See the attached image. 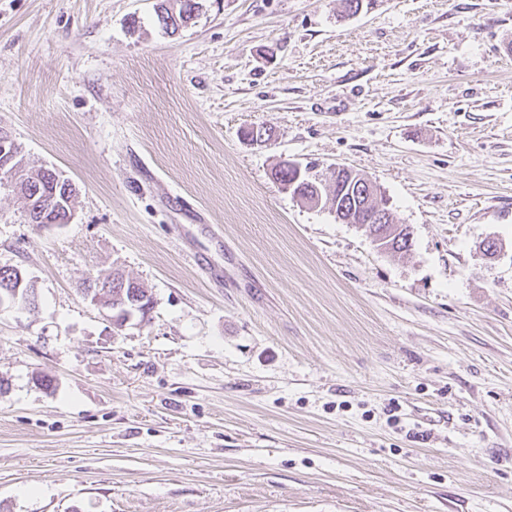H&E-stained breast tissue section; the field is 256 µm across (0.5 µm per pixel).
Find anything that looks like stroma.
Segmentation results:
<instances>
[{"mask_svg": "<svg viewBox=\"0 0 512 512\" xmlns=\"http://www.w3.org/2000/svg\"><path fill=\"white\" fill-rule=\"evenodd\" d=\"M199 2L0 0V130L77 190L41 226L0 178V512H512V0ZM293 167V168H288ZM297 168V169H295ZM297 170L299 173L302 172L303 168L300 164H295L292 162H288L287 165H282L278 170L275 172V178L276 180L280 181L282 184L292 183L295 181L294 188L299 189L300 194L304 196V192L308 190L310 187V182L315 183L316 181L309 180L308 178H305L303 175L300 177H297ZM288 188H293V185H288ZM336 170V180H332L333 191L336 189L339 191L338 198L339 200L345 193H349V197L354 199V196L358 198V200H362L367 198V201L372 196V194H376V184L369 178L357 177L353 179L354 174L350 175L348 180L344 175L343 170H347L345 167L334 166L330 168V171ZM345 181V183H344ZM356 206H353L349 211L346 206H343L338 210L335 206L334 212L336 214V218L339 221L348 224H356L362 229L369 224L368 227L371 234L372 232H385V236L379 238V240H383L381 243H377L379 246H391L395 251L404 250L409 247L408 235L410 232L404 233V231L409 230L408 226L403 224H390L392 222V217L390 216L389 211H384L380 206H378L375 210L367 212L365 211L367 203H362L358 207L359 211L355 213ZM387 221L389 222L388 224ZM401 227L402 229L399 231ZM117 275H120L121 278H123L124 276L123 273L116 271L115 276L110 277L109 279V281H112V288H109L110 284L107 283L106 286H104V290H100V288H102L103 280H101L100 278H91L89 280L88 288H90V290L87 297L90 298V301L94 305H102L103 293L107 290V288H109V290L105 294L107 295L110 301H113V305L115 302L122 301L123 299L129 301L131 294L134 297L137 291L140 292L141 294L148 292L146 288H144L139 283L129 278H125L126 287L123 288L122 282L116 283ZM130 281L137 283V285L140 286V288H130Z\"/></svg>", "mask_w": 512, "mask_h": 512, "instance_id": "1", "label": "stroma"}]
</instances>
